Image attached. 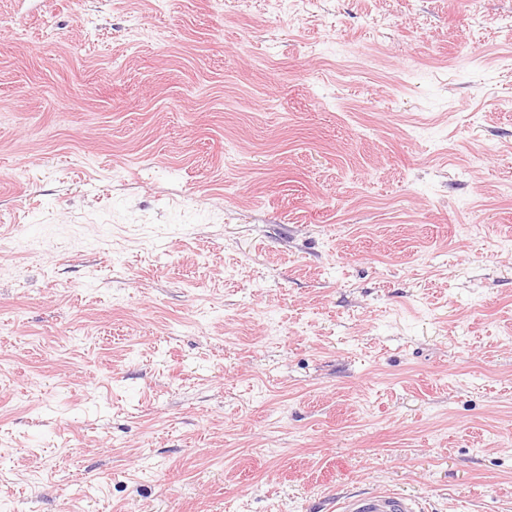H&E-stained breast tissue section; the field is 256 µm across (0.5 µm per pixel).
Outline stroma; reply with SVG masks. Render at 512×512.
Wrapping results in <instances>:
<instances>
[{
    "mask_svg": "<svg viewBox=\"0 0 512 512\" xmlns=\"http://www.w3.org/2000/svg\"><path fill=\"white\" fill-rule=\"evenodd\" d=\"M512 512V0H0V512ZM339 512H423L420 504L411 498L386 490L364 492L344 498Z\"/></svg>",
    "mask_w": 512,
    "mask_h": 512,
    "instance_id": "35a3bbf8",
    "label": "stroma"
}]
</instances>
